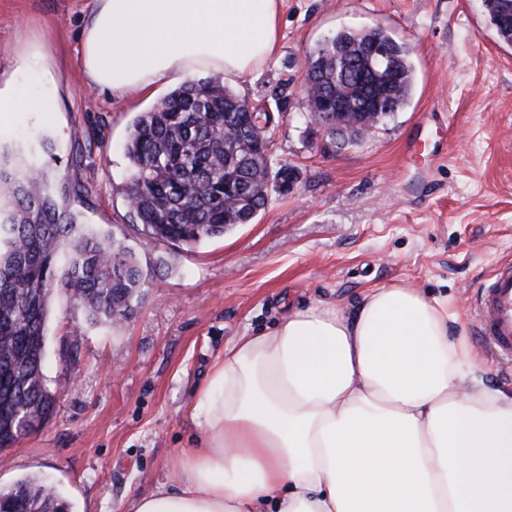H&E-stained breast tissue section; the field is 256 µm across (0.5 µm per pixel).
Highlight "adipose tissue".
Here are the masks:
<instances>
[{
  "instance_id": "1",
  "label": "adipose tissue",
  "mask_w": 512,
  "mask_h": 512,
  "mask_svg": "<svg viewBox=\"0 0 512 512\" xmlns=\"http://www.w3.org/2000/svg\"><path fill=\"white\" fill-rule=\"evenodd\" d=\"M278 37V0H92L80 58L124 94L250 74ZM473 365L447 300L407 286L288 309L216 360L177 484L128 512H512V388Z\"/></svg>"
}]
</instances>
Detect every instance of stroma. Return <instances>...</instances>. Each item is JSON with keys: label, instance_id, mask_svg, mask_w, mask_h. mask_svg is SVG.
<instances>
[{"label": "stroma", "instance_id": "35a3bbf8", "mask_svg": "<svg viewBox=\"0 0 512 512\" xmlns=\"http://www.w3.org/2000/svg\"><path fill=\"white\" fill-rule=\"evenodd\" d=\"M88 0H0V89L38 99L0 144L26 143L78 222L131 251L145 277L134 315L91 323L56 292L46 324L44 422L9 448L0 490L36 477L70 512H126L172 482L196 447L195 394L232 340L272 327L287 305L353 312L369 289L402 284L447 299L452 329L486 385L512 371L485 350L470 303L512 260V43L484 0H280L279 43L230 87L275 115L269 154L294 168L255 220L192 249L132 220L124 187L132 124L157 94L87 87L79 62ZM380 24L410 49L409 104L359 144L331 151L304 118L305 55L343 28ZM49 149H42V141Z\"/></svg>", "mask_w": 512, "mask_h": 512}]
</instances>
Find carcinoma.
Returning <instances> with one entry per match:
<instances>
[{
    "label": "carcinoma",
    "mask_w": 512,
    "mask_h": 512,
    "mask_svg": "<svg viewBox=\"0 0 512 512\" xmlns=\"http://www.w3.org/2000/svg\"><path fill=\"white\" fill-rule=\"evenodd\" d=\"M392 48L385 82L358 85L345 76L366 45ZM317 107L347 103L345 143L364 128L380 129L409 102L414 66L405 43L383 27L343 29L305 56ZM247 101L219 77L190 80L134 121L127 141L128 206L153 239L192 249L250 224L266 207L268 187L293 182L292 168L274 167L268 144L232 119ZM145 278L125 247L89 233L51 192L47 170L20 148L0 151V451L26 426L41 424L55 400L43 372L45 328L55 292L69 294L92 321L134 314ZM0 512H68L57 489L24 478L0 491Z\"/></svg>",
    "instance_id": "1"
}]
</instances>
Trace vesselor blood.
Instances as JSON below:
<instances>
[{"mask_svg":"<svg viewBox=\"0 0 512 512\" xmlns=\"http://www.w3.org/2000/svg\"><path fill=\"white\" fill-rule=\"evenodd\" d=\"M477 330L491 354L512 369V263L499 264L478 291L473 306Z\"/></svg>","mask_w":512,"mask_h":512,"instance_id":"b4317fda","label":"vessel or blood"}]
</instances>
